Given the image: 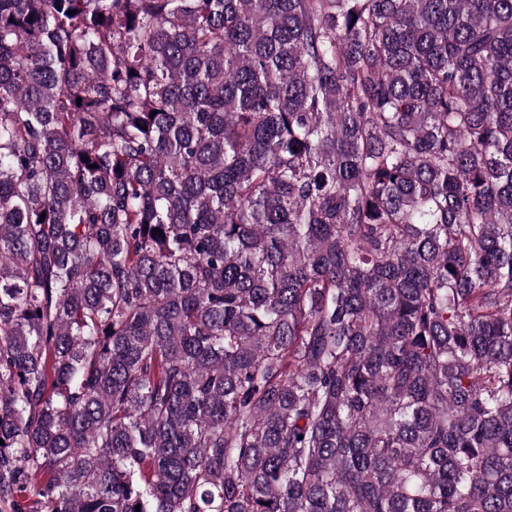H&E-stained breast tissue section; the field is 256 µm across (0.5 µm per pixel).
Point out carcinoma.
<instances>
[{
  "label": "carcinoma",
  "instance_id": "cac0c4a2",
  "mask_svg": "<svg viewBox=\"0 0 512 512\" xmlns=\"http://www.w3.org/2000/svg\"><path fill=\"white\" fill-rule=\"evenodd\" d=\"M0 439L12 512H512V0H0Z\"/></svg>",
  "mask_w": 512,
  "mask_h": 512
}]
</instances>
